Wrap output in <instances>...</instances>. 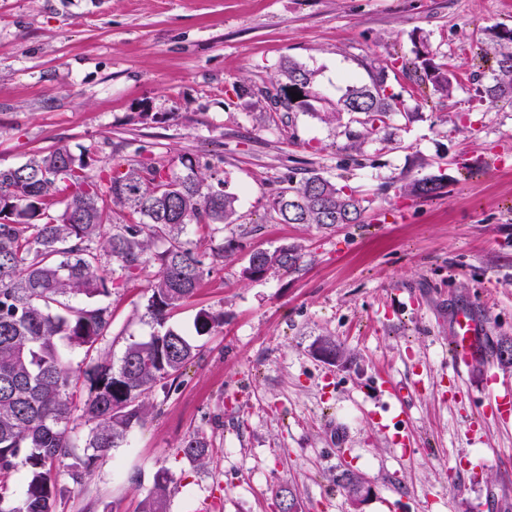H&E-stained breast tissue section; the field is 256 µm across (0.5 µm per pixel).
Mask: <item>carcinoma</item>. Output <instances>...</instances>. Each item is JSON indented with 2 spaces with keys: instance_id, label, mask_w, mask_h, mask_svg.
Masks as SVG:
<instances>
[{
  "instance_id": "1",
  "label": "carcinoma",
  "mask_w": 512,
  "mask_h": 512,
  "mask_svg": "<svg viewBox=\"0 0 512 512\" xmlns=\"http://www.w3.org/2000/svg\"><path fill=\"white\" fill-rule=\"evenodd\" d=\"M499 46L491 101L512 102V30L494 35ZM421 81L434 94L450 97L457 74L430 58L424 38L415 45ZM288 85L271 96L290 112H315L334 123L343 113L364 116L358 140L378 135L400 111V96L387 84L380 67L370 82L350 85L336 103L324 104L314 73L293 61L281 64ZM299 93L302 99L293 100ZM115 155L101 174L91 172L95 152L76 155L62 146L26 162L0 167V512H55L62 492L56 470L65 468L73 485L82 483L100 460L145 424V397L158 384L176 389L200 349L191 335L205 336L224 325V313L197 312L193 334L166 326L174 310L187 304L200 287L204 261L191 241L190 227L215 231L238 220L239 197L226 191L227 181L200 169L193 157H181L182 171L159 159ZM286 185L269 201L276 224L320 227L362 223L365 207L356 194L307 170L289 172ZM443 189L435 176L403 187L408 197L429 198ZM57 204L60 212L53 211ZM108 259L129 276L150 263L159 270L150 282L146 313L159 330L146 341L130 343L119 362L104 356L89 359L75 371L71 353L98 350L112 325L106 306L80 301L111 295L112 281L101 274ZM301 249L283 245L273 252L250 253L244 274L264 278L299 265ZM87 395L81 411L93 423L87 434L75 431L72 415L79 378ZM83 449L78 456L75 450ZM209 443L197 434L181 451L191 462L204 463ZM72 463H67V460ZM24 491L15 496L16 479ZM140 512H167V480L158 477L141 500Z\"/></svg>"
}]
</instances>
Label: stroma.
<instances>
[{
	"mask_svg": "<svg viewBox=\"0 0 512 512\" xmlns=\"http://www.w3.org/2000/svg\"><path fill=\"white\" fill-rule=\"evenodd\" d=\"M512 29V0H0V166L92 146L98 160L146 155L210 164L239 197L237 223L212 237L202 286L168 326L200 309L224 325L196 337L201 355L178 390L155 388L145 425L111 449L55 512H139L159 473L169 512H276L290 485L303 512H512V420L487 407L512 390V102L490 101L495 31ZM424 37L460 83L433 94L414 71ZM313 70L325 97L386 67L411 118L353 145L351 115L328 124L269 99L280 65ZM249 87L238 94L236 85ZM315 169L363 198L360 224H274L269 199L287 169ZM442 174L440 196H404ZM298 246L297 269L243 274L253 250ZM156 267L133 279L112 263V313L100 353L119 361L156 326L145 313ZM470 308L485 361L449 368L451 317ZM330 338L338 363L315 348ZM405 444L374 425L399 413ZM202 433L206 464L183 441ZM365 478L359 506L336 486Z\"/></svg>",
	"mask_w": 512,
	"mask_h": 512,
	"instance_id": "obj_1",
	"label": "stroma"
}]
</instances>
